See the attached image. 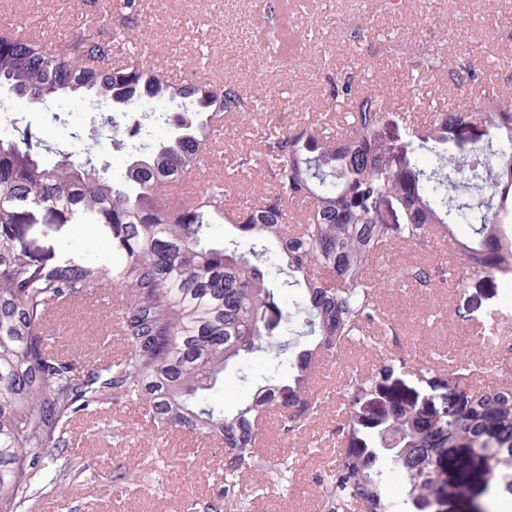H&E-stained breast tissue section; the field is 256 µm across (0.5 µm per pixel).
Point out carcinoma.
I'll return each instance as SVG.
<instances>
[{"instance_id":"1","label":"carcinoma","mask_w":512,"mask_h":512,"mask_svg":"<svg viewBox=\"0 0 512 512\" xmlns=\"http://www.w3.org/2000/svg\"><path fill=\"white\" fill-rule=\"evenodd\" d=\"M142 0H122L110 16L112 35L80 33L48 53L24 34L0 35V84L16 88L29 105L62 93L101 103L122 98V115L145 99L177 105L168 119L155 112L146 124L179 125L157 143L141 129L111 120L112 148L136 159L124 177L104 176L102 143L67 132L73 150L26 131L0 130V512H35L49 495L73 482L71 426L80 416L135 402L146 423L203 434L226 451L224 493L232 476L261 470L259 421L274 410L283 433L302 434L321 406L313 385L325 357L383 321L380 294L412 279L433 280L425 265H394L388 280L370 268L393 231L421 250L445 237L464 259L448 282L478 273L512 278V95L481 90L473 110L438 111L432 121L391 119L388 89L359 88L347 77L331 82L328 98L347 100L350 122L331 137L315 126L279 128L257 151L239 160L258 169L272 189L252 193L237 211L224 209V185L204 182L201 197L173 192L221 135L224 115L241 119L254 100L233 87L206 81H170L155 64L132 54L113 62L121 42L138 39L134 23ZM457 84L479 82L469 63L450 71ZM484 124L485 144L465 149V135ZM58 155L48 166L42 156ZM389 199L398 228L380 222L374 206ZM305 204L300 213L296 203ZM46 224L102 229L117 263L97 259L50 261L18 246L34 211ZM231 233L219 236L218 224ZM465 224L469 238L455 239ZM287 276L282 288L300 289L285 306L270 287L268 267ZM112 281L125 292L115 323L122 352L105 361L56 352L47 320L52 311L86 298ZM295 324L302 332L286 338ZM287 357L288 375L269 381L231 414L205 392L245 354ZM351 408L378 393L373 380L346 366ZM471 365L448 378L444 410L430 412L402 397L389 401L383 421L348 424L375 429L371 440L345 449L323 488L327 512H388L384 492L399 473L418 503L438 494L435 463L450 448L484 461L493 484L512 491V381L493 388L464 384Z\"/></svg>"}]
</instances>
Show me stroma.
Wrapping results in <instances>:
<instances>
[{"label":"stroma","mask_w":512,"mask_h":512,"mask_svg":"<svg viewBox=\"0 0 512 512\" xmlns=\"http://www.w3.org/2000/svg\"><path fill=\"white\" fill-rule=\"evenodd\" d=\"M269 2L143 0L135 23L140 41L132 45L133 53L150 57L172 78L199 75L238 87L259 103L248 120L227 121V131L208 159L207 175L224 184L225 209H236L249 193L254 179L238 169L237 161L273 134L272 116L283 115L288 126L316 121L333 133L344 128L346 103L323 95L336 74H353L363 86L385 80L392 101L404 102L410 118L419 122L430 120L438 108H470L478 93L477 88L455 85L447 71L416 70L413 62L423 56L474 62L482 83L512 93V0H397L391 7L383 0H293L278 20L297 32L298 49L283 58L270 56L257 36V22ZM108 8L107 0L92 7L82 0H0V28L36 24L44 36L62 43L85 29L109 31ZM0 100L11 105L16 127L65 144V130L48 113L31 110L4 90ZM23 242L38 257L52 260L104 258L112 252L107 236L76 224L31 225ZM423 259L434 271L433 286L407 281L385 289L381 303L396 319L395 330L370 327L351 351L359 368L376 382L439 411L448 375L462 356L472 357L481 386L512 378V354L477 345L490 312L512 296V287L486 274L469 276L459 287L448 285V266L459 256L443 239L432 240ZM97 310L77 304L64 312L57 338L62 353L92 350L99 338ZM385 349L403 359V366L386 371ZM341 370L332 359L320 365L317 383L327 398L302 435H283L273 413L259 423V461L267 470L289 461L288 482L267 481L257 496L253 477L240 478L235 495L223 499V512H326L320 480L348 445L341 432L347 417L339 394ZM275 373L287 375V365L272 366L259 354L233 362L209 398L235 410ZM86 426V421L77 422L71 448L85 473L64 500L45 499L41 512L58 505L64 512H191L194 504L218 496L225 464L222 445L177 430H151L133 403L113 406L99 433L87 434ZM462 463L475 471L482 468L467 450L454 449L448 461L436 466L445 492L441 507L421 511L411 504L404 512H469L470 501L484 500L483 481L459 487L457 467ZM119 467L134 475L129 491L110 479Z\"/></svg>","instance_id":"1"}]
</instances>
